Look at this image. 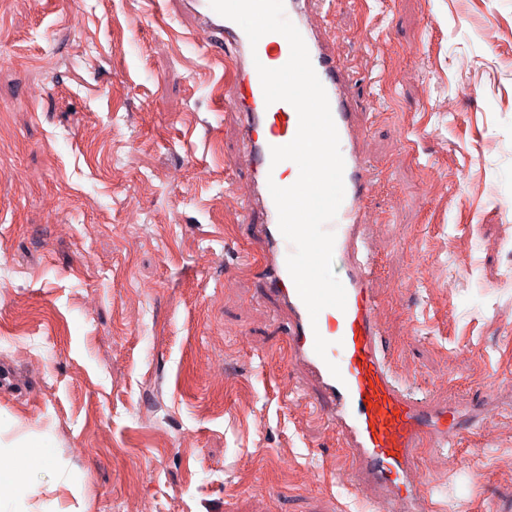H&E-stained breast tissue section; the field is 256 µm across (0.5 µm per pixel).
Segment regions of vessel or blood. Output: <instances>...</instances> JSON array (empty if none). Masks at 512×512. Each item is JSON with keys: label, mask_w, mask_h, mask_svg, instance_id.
<instances>
[{"label": "vessel or blood", "mask_w": 512, "mask_h": 512, "mask_svg": "<svg viewBox=\"0 0 512 512\" xmlns=\"http://www.w3.org/2000/svg\"><path fill=\"white\" fill-rule=\"evenodd\" d=\"M186 13L213 40L229 45L224 61L225 94L241 114L244 152L251 171L250 191L240 203L243 223L261 244L259 261L266 293L288 312L291 361L316 385L319 410L349 452L353 470L349 484L368 495L378 512H430V496L421 469V451L450 450L470 430L483 427L480 408H462L435 398L416 400L398 379L391 364L390 343L376 317L372 288L377 267L367 238L370 181L360 150L365 128L356 119L358 104L349 90L350 75L320 23L329 15L327 0H284L286 17L300 31L321 80L338 131L345 163V196L337 217L328 225L335 234L334 254L343 263L341 282L346 307L323 309L311 318L288 272L293 247L281 234L269 182L270 149L289 143L298 116L289 103L266 104L257 64L289 59L271 35L250 44L243 29L217 14L210 0H181ZM330 346L326 357L314 350L315 336ZM339 375H332L329 363Z\"/></svg>", "instance_id": "b4317fda"}]
</instances>
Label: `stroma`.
I'll return each mask as SVG.
<instances>
[{"label":"stroma","mask_w":512,"mask_h":512,"mask_svg":"<svg viewBox=\"0 0 512 512\" xmlns=\"http://www.w3.org/2000/svg\"><path fill=\"white\" fill-rule=\"evenodd\" d=\"M331 20L394 370L418 400L512 389V0ZM223 52L180 0H0V443L54 448L20 512H371L240 222ZM421 466L512 512V401Z\"/></svg>","instance_id":"obj_1"}]
</instances>
